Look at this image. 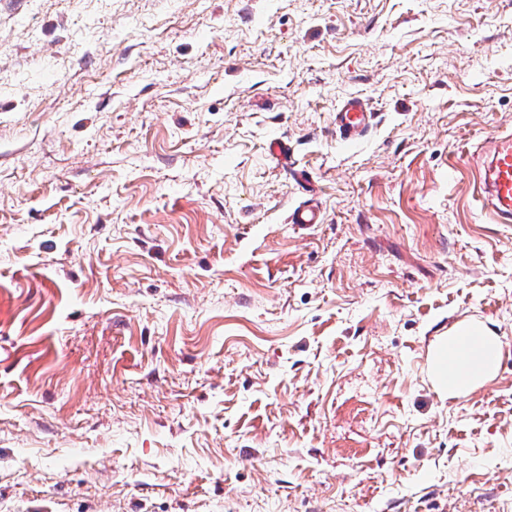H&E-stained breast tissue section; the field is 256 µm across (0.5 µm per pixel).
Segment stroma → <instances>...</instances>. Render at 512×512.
Wrapping results in <instances>:
<instances>
[{"label":"stroma","mask_w":512,"mask_h":512,"mask_svg":"<svg viewBox=\"0 0 512 512\" xmlns=\"http://www.w3.org/2000/svg\"><path fill=\"white\" fill-rule=\"evenodd\" d=\"M510 129L512 0H0V512H512ZM370 117L371 113L360 98L346 99L335 112L336 132L340 139L347 143L359 140L370 123ZM486 160L476 159L475 199L496 224L512 223V132L488 142ZM499 342L483 325H456L441 336L429 359L428 375L440 391L458 394L496 370Z\"/></svg>","instance_id":"stroma-1"}]
</instances>
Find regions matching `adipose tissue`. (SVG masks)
Returning <instances> with one entry per match:
<instances>
[{
	"label": "adipose tissue",
	"instance_id": "obj_1",
	"mask_svg": "<svg viewBox=\"0 0 512 512\" xmlns=\"http://www.w3.org/2000/svg\"><path fill=\"white\" fill-rule=\"evenodd\" d=\"M498 351L497 337L483 325L454 326L431 352L429 378L442 392H463L495 372Z\"/></svg>",
	"mask_w": 512,
	"mask_h": 512
}]
</instances>
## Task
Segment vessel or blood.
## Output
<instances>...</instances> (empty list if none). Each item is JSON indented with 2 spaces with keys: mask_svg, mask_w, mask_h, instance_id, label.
I'll return each instance as SVG.
<instances>
[{
  "mask_svg": "<svg viewBox=\"0 0 512 512\" xmlns=\"http://www.w3.org/2000/svg\"><path fill=\"white\" fill-rule=\"evenodd\" d=\"M363 101L351 97L335 112L336 131L347 143L359 140L370 123ZM476 201L492 222L512 223V132H503L489 141L484 159L475 161Z\"/></svg>",
  "mask_w": 512,
  "mask_h": 512,
  "instance_id": "1",
  "label": "vessel or blood"
}]
</instances>
